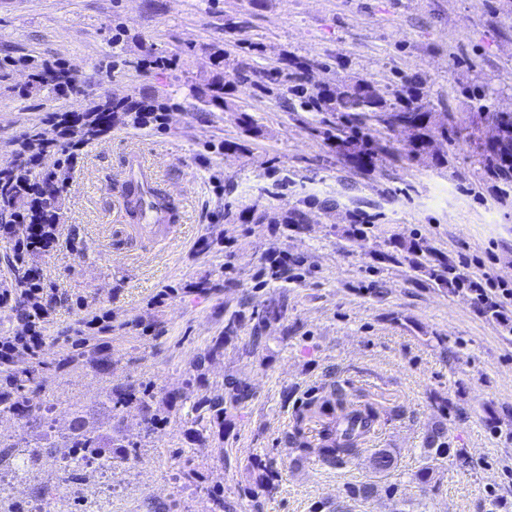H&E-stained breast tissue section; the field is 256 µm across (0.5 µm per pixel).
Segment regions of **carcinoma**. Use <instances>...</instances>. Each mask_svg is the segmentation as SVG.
Listing matches in <instances>:
<instances>
[{
  "label": "carcinoma",
  "mask_w": 512,
  "mask_h": 512,
  "mask_svg": "<svg viewBox=\"0 0 512 512\" xmlns=\"http://www.w3.org/2000/svg\"><path fill=\"white\" fill-rule=\"evenodd\" d=\"M321 66L317 61L281 65L265 71L256 63L242 62L235 70L233 79L217 77L209 84V103L224 104L225 96L239 86L261 87L270 90L269 84L286 82L294 92L288 110L296 112H322V134L336 154L358 170L374 166L380 155L396 156L387 144L380 143L367 132L366 122L373 119L387 129L408 127L414 131L413 139L405 153L408 158L421 154L433 139L435 127L431 113L421 102L422 91L415 85L393 89L388 100L370 81H357L336 92L326 88L308 87L309 71ZM110 121L107 112L60 113L55 138L63 139L72 134L87 141L103 134V127ZM49 138L40 133L23 138L13 151L10 160L0 165V264L5 265L0 276V311L7 318L16 320L23 331L15 336H0V414L10 415L24 423H43L38 449L30 457L37 463L44 454L52 455L59 470L76 479L81 466L93 464L104 468L112 459V449L120 448L124 454L137 449L141 442L151 438L167 420L160 417L156 407L161 398L171 404L181 398L178 392H166L152 384L126 381L108 389L107 401L116 418L114 435L104 437L86 428L85 417L76 411L70 422V433L59 443L54 439L53 406L39 397L45 393L46 374L61 372L78 366H90L101 373H109L113 365L110 334L112 320L105 311L78 321L72 334L65 337L59 359L54 363L41 360L30 337L42 335L50 311L69 302L58 292L55 284L46 281L41 273L40 260L46 257L57 241V227L61 222V197L73 170L67 156L62 154L56 168L43 172L39 178H29L32 162L50 152ZM484 164L488 172L501 180L512 182V113L500 112L496 116V135L487 149ZM131 218L137 222L148 221L151 209L162 206L176 218V209L165 194L148 185L129 181L126 187ZM285 301L227 312L224 318V335L205 349L191 363L187 374L198 382L205 379L208 366L224 347V343L236 338L238 330L247 321L255 322L247 343L254 352L263 343L262 330L273 321L283 318ZM226 392L216 395L203 394L191 407V417L186 421L184 435L189 442L200 447L208 445L216 436H224L226 405H237L249 397L248 391L236 381L225 384ZM334 402L339 415L326 423L318 438L307 436L306 425L316 410L307 408L294 418L288 445L301 454L313 455L325 463L337 465L361 451L360 445L370 434L379 419V412L370 403L356 405L340 389H332L326 402ZM134 409L139 417L140 440L133 442L123 434L119 424L124 414ZM448 428L438 420L433 423L425 439L423 463L411 475V481L429 487L440 483L441 470L449 457ZM376 474H389L396 468L394 453L386 448L375 451L371 457ZM253 468L258 472L264 488H274L275 472L271 463L255 457ZM394 500V512H408L406 500L397 497L398 485L380 486L375 482L361 484L351 491V498L367 501L379 494Z\"/></svg>",
  "instance_id": "1"
}]
</instances>
